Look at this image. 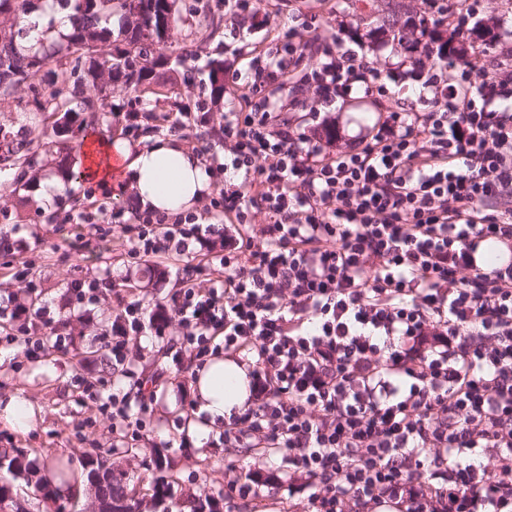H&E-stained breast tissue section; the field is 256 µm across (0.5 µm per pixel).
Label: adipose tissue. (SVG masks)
Listing matches in <instances>:
<instances>
[{
  "instance_id": "ef3b65f1",
  "label": "adipose tissue",
  "mask_w": 512,
  "mask_h": 512,
  "mask_svg": "<svg viewBox=\"0 0 512 512\" xmlns=\"http://www.w3.org/2000/svg\"><path fill=\"white\" fill-rule=\"evenodd\" d=\"M82 179L110 188L120 174V190L132 192L140 207L175 215L201 200L210 187V175L201 159L170 138L156 139L149 148H134L127 140L88 136L74 161ZM195 391L209 422L243 409L251 394L243 364L216 356L198 371Z\"/></svg>"
}]
</instances>
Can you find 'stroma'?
<instances>
[{
  "mask_svg": "<svg viewBox=\"0 0 512 512\" xmlns=\"http://www.w3.org/2000/svg\"><path fill=\"white\" fill-rule=\"evenodd\" d=\"M396 2L395 40L380 42L373 32L378 18L387 16L389 2ZM257 19L239 24L240 39H232L226 28L224 0H177L178 21L172 33L174 47H184L196 55L195 68L184 61L169 59L156 71L155 93H141L120 86L113 87L107 102L111 108L137 104L140 111L152 112L159 121L153 130L141 133L138 147L149 146L151 139L174 138L191 150H198L208 140L207 127L186 130L171 128L165 114L206 109L213 124L224 121L229 102L239 96L238 87L225 85L221 94L211 92V73L216 66L246 70L253 49L274 42L288 26L300 25L309 12L308 0H250ZM423 0H342L338 15L320 13L317 23L328 38L323 47L335 50L337 41L360 39L368 60L385 67L399 54L400 37L411 34L408 20L422 16ZM483 21L471 26L467 38L488 43L494 55H512V0H483ZM393 100L380 97L362 103H335L320 112L338 128L340 146H351L372 127L379 113L388 111ZM39 166L49 176L63 181L65 191L51 207L37 200L38 184L30 182L14 190L13 171H0V237L22 239L28 244L24 254L36 272V290L25 283L0 277V295H12L21 302L36 299L51 313L69 319L75 343L66 348H48L41 357L27 356L17 344L0 333V400L19 395L28 399L37 411L36 422L25 433L0 423V449L22 448L29 451L40 471H47L52 460H68L72 471L82 472L90 451H98L114 463L135 484L144 504L141 512H153L150 502L153 487L144 480L155 469L156 461L168 459L174 474V497L181 502L180 512H193L195 499L223 497L227 482L233 478L263 472L269 477L261 486L260 506L239 502L235 512H279L285 498L288 465L282 457L263 459L241 448H227L219 439L223 425H215L201 447H192L187 434V416L191 413V380L170 368L163 353L168 337L177 331L176 320H168L163 335L130 340L135 354L131 368L147 374L163 371L164 387L159 390L150 416V432L139 441L124 438L112 427V419L103 414L99 399L89 398L86 386H97L99 379H111L112 372L94 350L100 349L103 332L111 331L116 313L112 297L94 305L91 320L81 324L70 310L67 285L78 275L102 280L104 287L128 280L146 306L175 292L181 274L176 264L151 259L132 261L120 227L102 234L92 223L70 222V215L82 212L88 197L99 196L93 184L76 178L71 164L60 161L59 154L41 153ZM54 222H47V215Z\"/></svg>",
  "mask_w": 512,
  "mask_h": 512,
  "instance_id": "obj_1",
  "label": "stroma"
}]
</instances>
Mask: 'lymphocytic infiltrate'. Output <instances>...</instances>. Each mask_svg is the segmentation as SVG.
<instances>
[{
    "label": "lymphocytic infiltrate",
    "mask_w": 512,
    "mask_h": 512,
    "mask_svg": "<svg viewBox=\"0 0 512 512\" xmlns=\"http://www.w3.org/2000/svg\"><path fill=\"white\" fill-rule=\"evenodd\" d=\"M320 41L288 28L251 81L233 73L248 109L213 132L212 223L111 208L130 258L184 275L151 312L114 291L105 349L123 366L130 337L171 313L178 371L252 353L255 392L224 445L286 453L307 512H512V67L481 45L483 66L444 60L423 34L383 70L337 44L304 76L319 102L419 94L331 153L287 116L308 104L285 78ZM124 376L106 404L137 439L161 377Z\"/></svg>",
    "instance_id": "lymphocytic-infiltrate-1"
}]
</instances>
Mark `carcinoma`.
Instances as JSON below:
<instances>
[{"instance_id":"1","label":"carcinoma","mask_w":512,"mask_h":512,"mask_svg":"<svg viewBox=\"0 0 512 512\" xmlns=\"http://www.w3.org/2000/svg\"><path fill=\"white\" fill-rule=\"evenodd\" d=\"M40 0H0V17L10 18L13 24L0 28V101L13 97L26 85L31 99L21 110L49 114L55 118L54 133L82 146L86 118L84 114L98 111L97 100L90 94L112 91V84L121 82L139 88L154 67L167 61L163 54L151 55V49L165 46L176 24V0H52V5L66 13L68 31L52 36L53 23L42 31L38 46L23 50L19 41L29 32L21 24L25 17H42ZM118 13L124 24L114 31L107 26L108 17ZM107 45L101 53L98 47ZM56 62L53 69L47 68ZM48 142L41 136L0 137V166L18 171L15 185L22 184L26 169L37 162L46 151ZM18 449L5 451L7 471L16 477L31 480L36 474L33 461L27 460L21 472L12 471V457ZM160 475L154 479L153 507L163 503L165 488L171 483L167 462L158 461ZM124 473L111 471L107 480L113 512H134L138 504L135 493L126 492Z\"/></svg>"}]
</instances>
